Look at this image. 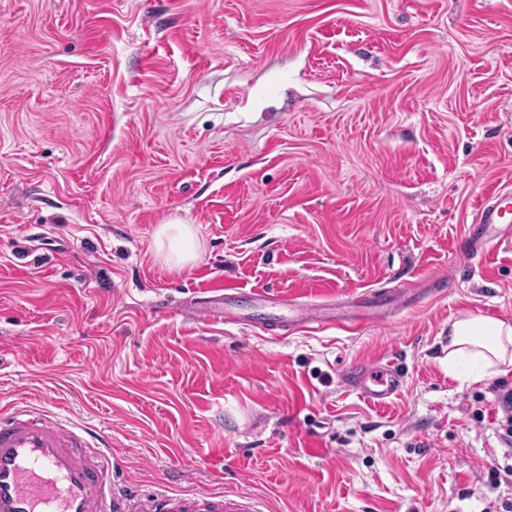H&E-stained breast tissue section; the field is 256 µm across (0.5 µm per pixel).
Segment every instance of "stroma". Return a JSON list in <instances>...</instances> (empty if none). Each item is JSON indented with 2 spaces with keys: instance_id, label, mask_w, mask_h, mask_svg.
<instances>
[{
  "instance_id": "35a3bbf8",
  "label": "stroma",
  "mask_w": 512,
  "mask_h": 512,
  "mask_svg": "<svg viewBox=\"0 0 512 512\" xmlns=\"http://www.w3.org/2000/svg\"><path fill=\"white\" fill-rule=\"evenodd\" d=\"M497 189L512 0H0V410L87 422L133 496L488 512L512 365L463 381L444 344L512 321V254L457 251ZM220 288L269 331L180 315ZM306 304L324 324L283 332ZM386 359L387 405L342 385ZM155 249L168 268L182 270L199 256L196 230L191 224H162L155 235Z\"/></svg>"
}]
</instances>
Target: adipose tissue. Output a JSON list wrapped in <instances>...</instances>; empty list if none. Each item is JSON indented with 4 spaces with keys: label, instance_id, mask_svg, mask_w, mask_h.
I'll list each match as a JSON object with an SVG mask.
<instances>
[{
    "label": "adipose tissue",
    "instance_id": "1",
    "mask_svg": "<svg viewBox=\"0 0 512 512\" xmlns=\"http://www.w3.org/2000/svg\"><path fill=\"white\" fill-rule=\"evenodd\" d=\"M155 249L168 268L181 270L199 256L193 225L169 223L159 227ZM512 365V322L465 314L448 329V371L462 380H479L499 365Z\"/></svg>",
    "mask_w": 512,
    "mask_h": 512
}]
</instances>
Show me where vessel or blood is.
<instances>
[{"label": "vessel or blood", "instance_id": "1", "mask_svg": "<svg viewBox=\"0 0 512 512\" xmlns=\"http://www.w3.org/2000/svg\"><path fill=\"white\" fill-rule=\"evenodd\" d=\"M511 215L512 192L498 190L485 198L475 216L472 249L512 251V236L494 231ZM223 296V307L202 297L185 312L205 322L238 323L237 292L227 290ZM342 381L377 406L386 405L404 385L390 361L351 364L343 370ZM125 465L113 456L107 439L86 425L34 407H15L0 416V512H261L239 495L167 491L127 497L111 487L113 471Z\"/></svg>", "mask_w": 512, "mask_h": 512}]
</instances>
